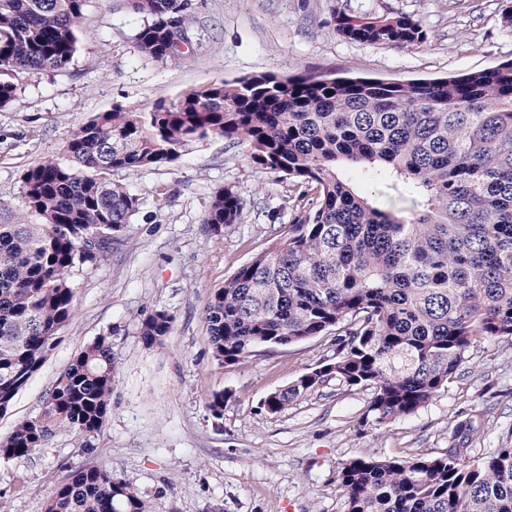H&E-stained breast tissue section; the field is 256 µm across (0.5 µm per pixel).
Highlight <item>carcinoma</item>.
Masks as SVG:
<instances>
[{
    "label": "carcinoma",
    "instance_id": "cac0c4a2",
    "mask_svg": "<svg viewBox=\"0 0 512 512\" xmlns=\"http://www.w3.org/2000/svg\"><path fill=\"white\" fill-rule=\"evenodd\" d=\"M89 0H0V108L19 71H60L77 50ZM142 18L141 53H175L188 41V0H121ZM348 42L420 47L408 14L340 15ZM211 136L247 149L257 168L304 190L294 222L211 293L202 319L219 365L260 347L318 336L336 352L260 409L275 415L335 380L368 387L363 423L415 414L451 382L482 341L512 339V60L435 80L290 76L220 80L157 101L147 112L120 105L70 135L61 160L22 175L24 209L0 223V413L41 369L74 317V278L123 245L139 198L112 172L134 174L176 161ZM375 169L384 190L360 187ZM408 202V215L385 200ZM247 203L217 191L203 223L222 235ZM172 317L141 321L152 346ZM112 337L83 346L42 410L0 441V458L29 457L68 428L91 438L112 409ZM469 421L438 457L362 456L344 463L338 485L347 512H512V447L474 459ZM44 512H153L133 482L111 470L75 471L49 493Z\"/></svg>",
    "mask_w": 512,
    "mask_h": 512
}]
</instances>
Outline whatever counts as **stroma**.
Instances as JSON below:
<instances>
[{
  "mask_svg": "<svg viewBox=\"0 0 512 512\" xmlns=\"http://www.w3.org/2000/svg\"><path fill=\"white\" fill-rule=\"evenodd\" d=\"M512 0H190L191 44L163 61L142 56L141 25L118 0H89L77 51L60 72L16 74L13 101L0 108V209L21 212V176L60 158L70 134L113 105L146 112L161 99L224 79L273 73L402 79L455 76L512 60L501 12ZM409 14L429 34L421 48L350 43L334 32L341 14ZM140 209L121 252L75 279L76 314L40 371L0 415V440L35 416L74 354L112 337L118 381L93 452L58 431L28 458H0V512H43L70 471L106 467L129 478L154 512H345L337 475L350 459L435 457L456 426L472 421V457L512 446V342L470 349L452 383L415 415L363 424L372 393L333 381L276 415L260 412L272 392L333 354L315 337L258 350L235 363L211 359L202 311L213 289L291 223L287 189L255 168L244 146L221 137L176 161L135 174L118 171ZM230 187L250 203L243 223L221 236L203 222L213 194ZM173 315L161 344L145 346L141 320ZM228 395L222 417L208 410Z\"/></svg>",
  "mask_w": 512,
  "mask_h": 512,
  "instance_id": "1",
  "label": "stroma"
}]
</instances>
